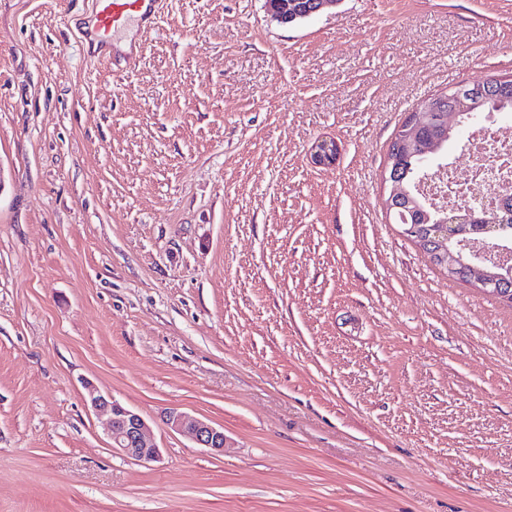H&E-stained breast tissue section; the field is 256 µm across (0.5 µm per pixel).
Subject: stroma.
Returning a JSON list of instances; mask_svg holds the SVG:
<instances>
[{
	"instance_id": "35a3bbf8",
	"label": "stroma",
	"mask_w": 512,
	"mask_h": 512,
	"mask_svg": "<svg viewBox=\"0 0 512 512\" xmlns=\"http://www.w3.org/2000/svg\"><path fill=\"white\" fill-rule=\"evenodd\" d=\"M88 2L0 0V512H512V303L384 184L418 104L512 74V0H161L129 74L87 58ZM271 2H268V10L271 14V17L274 18L276 21L282 23V24H288V14L298 17L307 16L306 18H309L310 16L316 14L313 13V10L317 7V0H288L287 3H283L284 9L281 10L278 7L279 0H270ZM335 3H325L322 2L314 12H318L323 10L324 8L331 6ZM305 18V19H306ZM89 402L95 412L109 416L113 448H119L137 461L157 462L161 459L160 448L148 438L149 427L141 414L111 396L93 390L89 391ZM163 424L171 431L176 432L202 448L219 454L224 451V429L192 416L177 408H167L162 412Z\"/></svg>"
}]
</instances>
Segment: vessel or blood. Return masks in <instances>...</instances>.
Masks as SVG:
<instances>
[{"label": "vessel or blood", "instance_id": "vessel-or-blood-1", "mask_svg": "<svg viewBox=\"0 0 512 512\" xmlns=\"http://www.w3.org/2000/svg\"><path fill=\"white\" fill-rule=\"evenodd\" d=\"M158 3L159 0H92V24L82 31L89 57L112 62L113 33L136 15L151 22L155 21Z\"/></svg>", "mask_w": 512, "mask_h": 512}]
</instances>
